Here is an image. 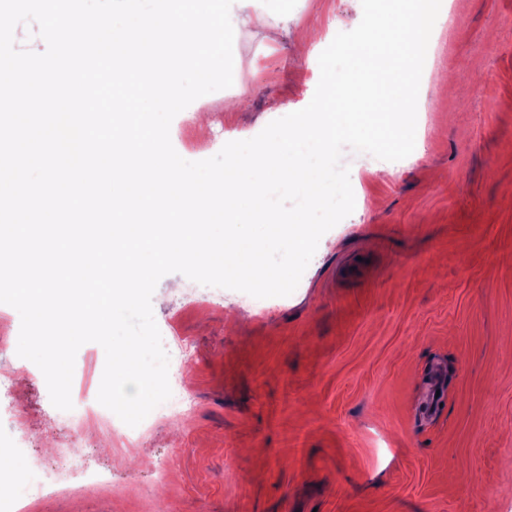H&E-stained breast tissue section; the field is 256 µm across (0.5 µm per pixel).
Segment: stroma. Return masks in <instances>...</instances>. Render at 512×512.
<instances>
[{
  "mask_svg": "<svg viewBox=\"0 0 512 512\" xmlns=\"http://www.w3.org/2000/svg\"><path fill=\"white\" fill-rule=\"evenodd\" d=\"M257 6L265 29L243 24L233 43L236 91L199 99L224 129L219 148L305 108L324 44L359 12L357 0ZM450 6L421 78L415 148L392 177L344 149L355 208L263 316L242 292L209 306L196 282L161 278L153 313L189 344L192 407L134 445L86 419L83 450L111 483L86 490L64 474L59 494L22 512H512V0ZM308 28L322 41L301 57L290 33ZM104 366L83 344L73 395L96 398ZM5 369L16 405L0 406V441L22 461V489L70 426L33 362L0 352ZM154 461L169 464L165 482Z\"/></svg>",
  "mask_w": 512,
  "mask_h": 512,
  "instance_id": "1",
  "label": "stroma"
}]
</instances>
